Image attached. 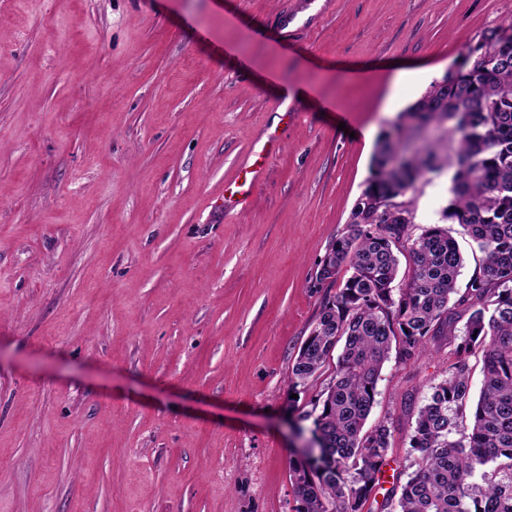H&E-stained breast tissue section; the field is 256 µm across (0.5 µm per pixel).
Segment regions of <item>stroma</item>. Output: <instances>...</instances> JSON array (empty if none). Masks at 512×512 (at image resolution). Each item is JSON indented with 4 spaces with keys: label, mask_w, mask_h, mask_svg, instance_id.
<instances>
[{
    "label": "stroma",
    "mask_w": 512,
    "mask_h": 512,
    "mask_svg": "<svg viewBox=\"0 0 512 512\" xmlns=\"http://www.w3.org/2000/svg\"><path fill=\"white\" fill-rule=\"evenodd\" d=\"M0 0V512H294L317 263L512 0ZM287 97L296 111L279 106ZM275 133L246 204L224 207ZM449 174L418 194L440 223ZM460 339L388 360L382 512Z\"/></svg>",
    "instance_id": "35a3bbf8"
}]
</instances>
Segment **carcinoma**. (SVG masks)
Wrapping results in <instances>:
<instances>
[{
    "mask_svg": "<svg viewBox=\"0 0 512 512\" xmlns=\"http://www.w3.org/2000/svg\"><path fill=\"white\" fill-rule=\"evenodd\" d=\"M512 18L468 53L454 76L401 111L397 135L381 139L372 174L343 231L317 264L316 281L336 288L291 366L295 392L337 359L334 375L299 414L322 435L317 481L294 484L295 512H362L375 494L392 437L366 427L381 370L391 354L415 360L429 342L454 335L457 364L431 386L409 444L414 470L389 512H512ZM453 170L442 220L460 225L485 254L463 289L464 258L448 229L412 237L420 187ZM411 274L399 279V254ZM338 356H333L336 349ZM483 354L476 402L466 357Z\"/></svg>",
    "mask_w": 512,
    "mask_h": 512,
    "instance_id": "cac0c4a2",
    "label": "carcinoma"
}]
</instances>
